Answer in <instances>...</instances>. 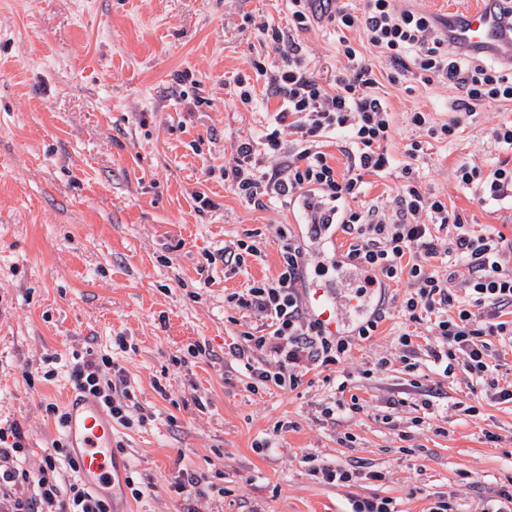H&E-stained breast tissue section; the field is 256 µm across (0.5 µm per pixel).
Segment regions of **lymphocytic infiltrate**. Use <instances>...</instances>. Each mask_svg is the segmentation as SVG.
<instances>
[{
	"mask_svg": "<svg viewBox=\"0 0 512 512\" xmlns=\"http://www.w3.org/2000/svg\"><path fill=\"white\" fill-rule=\"evenodd\" d=\"M330 19L337 29L363 34L370 49L391 65L390 81L410 69L422 85L447 83L457 93L456 116L439 122L432 113L412 112L410 122L420 137L408 144L404 161H396L390 152L392 108L377 94L375 73L359 63L356 48L339 38L337 51L350 72L337 77L329 90L311 73L293 35L276 30L271 37L278 62L258 60L253 68L281 106L258 135L240 140L224 178L254 208L293 203L304 210L308 223L341 225L351 240L345 264L371 273L377 293L401 281L411 287L401 306L408 326L399 337L401 345L413 348L417 327H428L434 338L428 353L444 375L463 372L493 389L495 399L512 402V383L502 386L492 377L494 355L488 343L489 337L506 335L501 315L512 309V267L504 258L503 239L465 226L445 201L423 190L417 170L428 140L454 139L464 117L512 104V61L486 63L482 51L440 32L435 17L400 0H366L359 13L339 5ZM331 136L339 139L345 172H338L322 149ZM396 168L400 183L390 205L383 210L362 205L366 175ZM456 177L479 204L512 201L511 163L500 162L485 172L465 160ZM447 227L452 236L441 238L440 230ZM311 252L310 240L288 239L279 249L276 277L251 281L226 296L261 319L229 347L251 388L297 389L309 366L342 365L351 336H374L386 317L379 303L353 330H329L305 301ZM442 263L449 267L444 276L438 271ZM462 269L468 277L460 293L453 284ZM69 378L76 390L99 398L113 422L132 428L137 405L127 392L124 367L111 356L86 350L75 356ZM25 452L22 425L0 426V502H7L6 512H111L109 500L83 484L61 485L62 469L78 468L62 441H53L32 469L25 465Z\"/></svg>",
	"mask_w": 512,
	"mask_h": 512,
	"instance_id": "1",
	"label": "lymphocytic infiltrate"
}]
</instances>
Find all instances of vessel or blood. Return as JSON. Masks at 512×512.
Instances as JSON below:
<instances>
[{"instance_id":"vessel-or-blood-1","label":"vessel or blood","mask_w":512,"mask_h":512,"mask_svg":"<svg viewBox=\"0 0 512 512\" xmlns=\"http://www.w3.org/2000/svg\"><path fill=\"white\" fill-rule=\"evenodd\" d=\"M454 35L467 45L503 49L512 56V37L504 36L493 0H479L464 11ZM64 436L79 461L78 473L84 485L105 494L109 501L123 500L128 463L116 449L114 425L97 399L86 393H72L66 407Z\"/></svg>"}]
</instances>
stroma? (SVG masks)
<instances>
[{"mask_svg": "<svg viewBox=\"0 0 512 512\" xmlns=\"http://www.w3.org/2000/svg\"><path fill=\"white\" fill-rule=\"evenodd\" d=\"M271 28L293 30L328 88L347 64L339 37L359 48L393 109L395 156L419 135L411 112L450 116L446 84L407 91L358 30L339 34L327 19L294 29L287 0H0V422L22 424L37 463L61 433L48 406L73 389L66 373L44 379L50 359L91 348L126 369L148 417L117 430L144 492L134 512H349L374 495L398 512H427L441 497L479 512L512 491V402L472 392L463 373L443 377L426 331L408 368L398 310L348 353V391L366 402L349 420L320 412L333 395L329 368L311 366L292 391L254 392L228 353L246 319L225 293L276 276L283 235L307 233L298 207L255 209L223 177L238 141L278 106L252 68L273 51ZM181 71L189 82L176 83ZM242 80L267 109L237 101ZM503 121L512 109L479 113L453 141L433 142L419 168L426 191L464 223L512 242V204L478 205L455 177L463 158L485 170L512 161L487 134ZM197 192L211 209L196 210ZM252 234L262 257L234 274L207 264V253ZM352 272L309 274L336 294L346 323L357 318ZM118 336L125 349L113 346ZM199 342L209 356L189 355ZM316 464L383 478L337 486L312 475ZM185 471L201 476L204 495L170 491Z\"/></svg>", "mask_w": 512, "mask_h": 512, "instance_id": "stroma-1", "label": "stroma"}]
</instances>
